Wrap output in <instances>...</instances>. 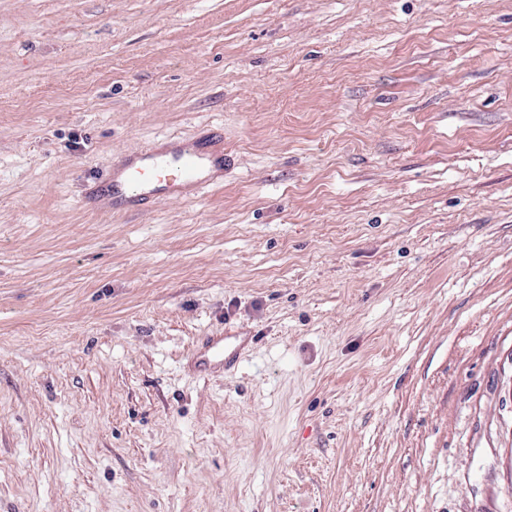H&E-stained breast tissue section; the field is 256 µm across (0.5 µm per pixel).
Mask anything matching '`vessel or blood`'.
<instances>
[{
	"instance_id": "b4317fda",
	"label": "vessel or blood",
	"mask_w": 512,
	"mask_h": 512,
	"mask_svg": "<svg viewBox=\"0 0 512 512\" xmlns=\"http://www.w3.org/2000/svg\"><path fill=\"white\" fill-rule=\"evenodd\" d=\"M223 177V139L152 144L115 162L108 177L93 187V203L111 213L145 212L163 198L197 196ZM249 342V337L231 331L204 337L192 354L193 363L206 373L229 371Z\"/></svg>"
}]
</instances>
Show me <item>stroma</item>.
I'll return each mask as SVG.
<instances>
[{"label": "stroma", "instance_id": "stroma-1", "mask_svg": "<svg viewBox=\"0 0 512 512\" xmlns=\"http://www.w3.org/2000/svg\"><path fill=\"white\" fill-rule=\"evenodd\" d=\"M0 512H512V0H0ZM153 143L112 165L92 189L94 207L111 213L148 211L162 198H190L224 177V140ZM255 336H238V333L224 329L223 333L204 336L192 359L195 367L206 373L226 372L242 359L248 344Z\"/></svg>", "mask_w": 512, "mask_h": 512}]
</instances>
